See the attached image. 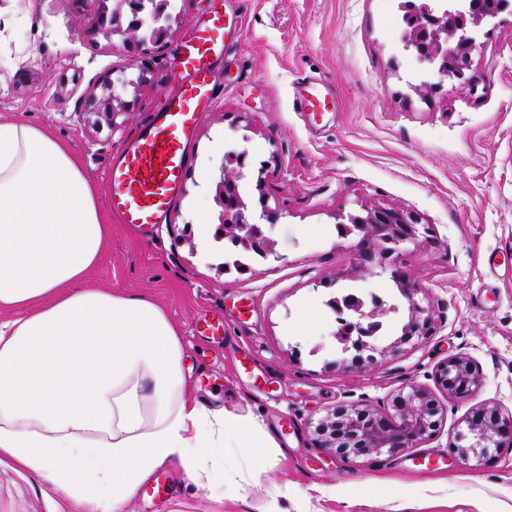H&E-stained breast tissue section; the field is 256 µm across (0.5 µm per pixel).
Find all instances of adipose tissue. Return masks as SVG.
I'll return each instance as SVG.
<instances>
[{
	"instance_id": "ef3b65f1",
	"label": "adipose tissue",
	"mask_w": 512,
	"mask_h": 512,
	"mask_svg": "<svg viewBox=\"0 0 512 512\" xmlns=\"http://www.w3.org/2000/svg\"><path fill=\"white\" fill-rule=\"evenodd\" d=\"M68 147L0 119V456L80 512H122L170 459L211 490L212 449L272 448L237 409L184 387L183 341L139 297L86 288L112 218Z\"/></svg>"
}]
</instances>
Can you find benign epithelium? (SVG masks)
<instances>
[{"label": "benign epithelium", "mask_w": 512, "mask_h": 512, "mask_svg": "<svg viewBox=\"0 0 512 512\" xmlns=\"http://www.w3.org/2000/svg\"><path fill=\"white\" fill-rule=\"evenodd\" d=\"M91 33L107 39L123 38L122 45L130 49L129 62L123 67L97 79L93 88L79 100L81 111L103 116L112 128L120 123L117 118L133 110L134 101L125 98L128 91L138 90L151 81L152 70L139 62L142 55L165 43L171 32L172 17L167 13L168 0H153L148 16L137 0H94ZM415 20L410 30V43L418 55L435 65L440 82L469 83L466 71L471 66V53L475 45L468 37V25L478 26L484 18L498 13L496 0H470L468 11L443 10L433 7L430 0L414 7ZM261 217L270 221L278 210L269 205L264 192L265 179L258 177ZM216 199L222 207L219 215L222 234L245 249L259 247L256 225L248 222L247 206L237 192L235 179L220 177L216 185ZM419 219L410 212L387 208H374L367 215L349 216V223L338 225L341 233L353 231L363 234V243L369 254L376 249L394 248L407 241L418 240ZM392 277L408 302L410 317L402 334L389 345L379 349L373 341L382 327V318L389 312L378 298L372 307L357 296L344 300L333 298L328 305L337 314L338 327L334 337L347 351L356 346L361 351L379 354L404 350L432 331L429 310L418 300L421 288L394 271ZM434 383L440 392L452 399L476 391L482 381L479 369L467 356L454 355L440 362L434 372ZM443 418V407L428 388L408 385L391 398L390 409L381 413L370 408L338 407L318 420L314 427L316 441L337 455L347 449L357 455L396 454L415 448L435 436ZM512 447V416L504 417L493 406H481L472 411L459 424L449 443L453 455L468 466L471 462L487 464L503 448Z\"/></svg>", "instance_id": "benign-epithelium-1"}]
</instances>
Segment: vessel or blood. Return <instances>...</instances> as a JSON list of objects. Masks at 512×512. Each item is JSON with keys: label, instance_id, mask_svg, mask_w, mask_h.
Returning a JSON list of instances; mask_svg holds the SVG:
<instances>
[{"label": "vessel or blood", "instance_id": "vessel-or-blood-1", "mask_svg": "<svg viewBox=\"0 0 512 512\" xmlns=\"http://www.w3.org/2000/svg\"><path fill=\"white\" fill-rule=\"evenodd\" d=\"M237 15L214 13L195 22L188 39L173 55L180 80L178 94L166 112L126 146L109 170L110 202L124 223L151 226L160 223L179 193L188 165L187 142L202 115L210 111L216 90L209 81L213 61L239 36ZM295 105L302 112H323L328 94L321 83H308Z\"/></svg>", "mask_w": 512, "mask_h": 512}]
</instances>
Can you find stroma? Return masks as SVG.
<instances>
[{"label": "stroma", "mask_w": 512, "mask_h": 512, "mask_svg": "<svg viewBox=\"0 0 512 512\" xmlns=\"http://www.w3.org/2000/svg\"><path fill=\"white\" fill-rule=\"evenodd\" d=\"M21 11L0 0V117L64 141L87 178L106 186L114 157L163 112L176 90L175 49L215 6L241 14L239 45L213 71L217 104L187 144L181 191L162 224L142 229L113 215L86 282L143 296L165 309L185 347L186 388L209 408L236 406L258 418L278 452L244 449L255 478L223 498L192 483L180 462L162 502L136 495L125 512H512V450L462 466L448 442L472 409L512 414V8L482 22L470 74L474 87L446 84L406 49L401 0H171V37L124 123L85 114L77 102L93 82L125 64L119 48L86 26L92 0H32ZM309 81L326 84L335 110L298 111ZM246 153L238 183L249 211L260 192L279 210L260 222L273 251L233 262L219 239L215 200L225 155ZM264 190H257L258 176ZM419 216L417 242L364 261L357 236L340 237V216L361 207ZM496 252L500 265L489 269ZM422 290L432 336L393 356L341 371L327 303L337 288L392 296L393 268ZM223 319V343L200 333ZM470 357L483 377L474 393L445 401L440 431L395 455L343 460L318 447L314 422L339 405L387 411L408 384L433 387L436 366ZM445 455L446 469L407 466ZM0 512H77L53 487L0 457Z\"/></svg>", "instance_id": "35a3bbf8"}]
</instances>
